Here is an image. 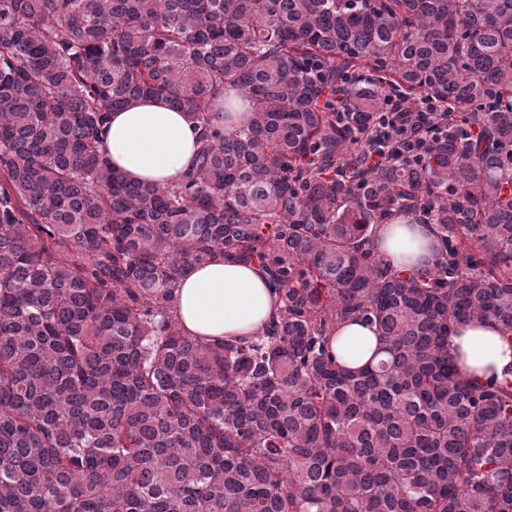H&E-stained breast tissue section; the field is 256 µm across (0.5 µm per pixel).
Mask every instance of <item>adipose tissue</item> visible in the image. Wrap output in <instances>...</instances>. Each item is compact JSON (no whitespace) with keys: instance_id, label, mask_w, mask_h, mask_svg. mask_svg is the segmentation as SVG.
<instances>
[{"instance_id":"1","label":"adipose tissue","mask_w":512,"mask_h":512,"mask_svg":"<svg viewBox=\"0 0 512 512\" xmlns=\"http://www.w3.org/2000/svg\"><path fill=\"white\" fill-rule=\"evenodd\" d=\"M201 129L169 101L147 97L112 112L100 150L128 178L167 185L192 167ZM374 247L394 269L414 272L432 266L438 241L430 224H382ZM279 305L274 287L256 266L228 254L190 269L174 290L173 307L185 332L193 336L233 339L260 334ZM337 342L341 362L364 365L376 346L372 329L343 324ZM460 355L459 365L479 379L512 378V348L491 320L461 325L448 338Z\"/></svg>"}]
</instances>
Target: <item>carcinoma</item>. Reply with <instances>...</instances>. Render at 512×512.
Instances as JSON below:
<instances>
[{
  "label": "carcinoma",
  "mask_w": 512,
  "mask_h": 512,
  "mask_svg": "<svg viewBox=\"0 0 512 512\" xmlns=\"http://www.w3.org/2000/svg\"><path fill=\"white\" fill-rule=\"evenodd\" d=\"M138 97L203 128L173 184L98 149ZM394 99L445 109L411 152ZM417 216L405 275L372 232ZM224 252L278 290L261 336L172 314ZM474 319L512 342V0H0V512H512ZM354 320L378 363L335 355ZM379 224L374 247L394 269L403 273L432 266L438 241L432 224ZM501 336L494 321L474 320L459 326L448 337V347L461 355L459 366L482 382L493 374L498 379H512V348Z\"/></svg>",
  "instance_id": "1"
}]
</instances>
